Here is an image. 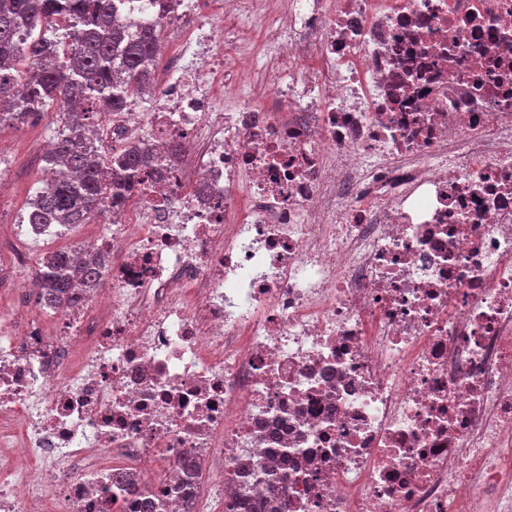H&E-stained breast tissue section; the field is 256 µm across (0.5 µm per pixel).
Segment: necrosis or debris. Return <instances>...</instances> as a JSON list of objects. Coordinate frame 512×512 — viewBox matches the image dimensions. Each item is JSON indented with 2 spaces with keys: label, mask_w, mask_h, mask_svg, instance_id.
<instances>
[{
  "label": "necrosis or debris",
  "mask_w": 512,
  "mask_h": 512,
  "mask_svg": "<svg viewBox=\"0 0 512 512\" xmlns=\"http://www.w3.org/2000/svg\"><path fill=\"white\" fill-rule=\"evenodd\" d=\"M228 12L167 16L103 283L0 315V512H512V0Z\"/></svg>",
  "instance_id": "1"
}]
</instances>
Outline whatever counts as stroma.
Here are the masks:
<instances>
[{"instance_id":"35a3bbf8","label":"stroma","mask_w":512,"mask_h":512,"mask_svg":"<svg viewBox=\"0 0 512 512\" xmlns=\"http://www.w3.org/2000/svg\"><path fill=\"white\" fill-rule=\"evenodd\" d=\"M58 121V108L50 105L41 112L38 121L20 123L7 119L0 122V139L10 145L6 161L8 176L0 182V217L6 220L5 225L0 226V311L21 321L37 308L34 294L26 292L23 287L24 282L34 276L36 268L31 265L20 269L10 261V250L17 233L15 222L28 214V202L45 176V155L40 146L43 141L54 137ZM108 229V224L96 220L38 238H28L27 249L35 260L57 245L80 244Z\"/></svg>"}]
</instances>
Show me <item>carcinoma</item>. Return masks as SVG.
Returning a JSON list of instances; mask_svg holds the SVG:
<instances>
[{
    "instance_id": "carcinoma-1",
    "label": "carcinoma",
    "mask_w": 512,
    "mask_h": 512,
    "mask_svg": "<svg viewBox=\"0 0 512 512\" xmlns=\"http://www.w3.org/2000/svg\"><path fill=\"white\" fill-rule=\"evenodd\" d=\"M116 0H0V122L58 105L61 122L45 158L48 177L30 204L34 224H87L131 198L152 165L139 142L110 156L93 141L101 116L120 112L148 86L166 17L132 30L118 19ZM62 31L63 40L45 37ZM103 256L84 250L75 261L44 255L36 277L37 304L57 311L73 289L99 283Z\"/></svg>"
}]
</instances>
